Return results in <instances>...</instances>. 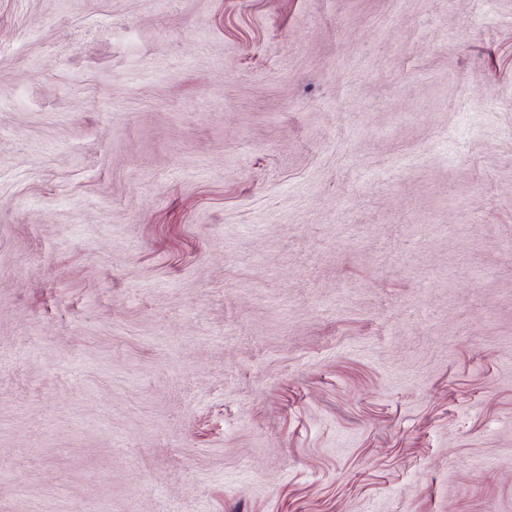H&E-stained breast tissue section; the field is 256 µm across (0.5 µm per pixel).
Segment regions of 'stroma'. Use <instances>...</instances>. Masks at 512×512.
Instances as JSON below:
<instances>
[{
    "instance_id": "stroma-1",
    "label": "stroma",
    "mask_w": 512,
    "mask_h": 512,
    "mask_svg": "<svg viewBox=\"0 0 512 512\" xmlns=\"http://www.w3.org/2000/svg\"><path fill=\"white\" fill-rule=\"evenodd\" d=\"M0 512H512V0H0Z\"/></svg>"
}]
</instances>
